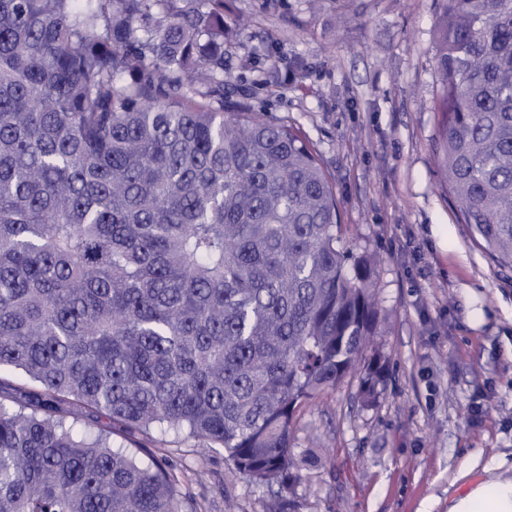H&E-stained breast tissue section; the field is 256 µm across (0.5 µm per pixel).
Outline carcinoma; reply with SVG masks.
<instances>
[{
	"label": "carcinoma",
	"mask_w": 512,
	"mask_h": 512,
	"mask_svg": "<svg viewBox=\"0 0 512 512\" xmlns=\"http://www.w3.org/2000/svg\"><path fill=\"white\" fill-rule=\"evenodd\" d=\"M233 36L224 0H0V368L39 385L0 399V512H184L135 432L283 488L297 411L374 395L377 259L301 134L224 106ZM437 69L444 185L512 267V0H445Z\"/></svg>",
	"instance_id": "carcinoma-1"
}]
</instances>
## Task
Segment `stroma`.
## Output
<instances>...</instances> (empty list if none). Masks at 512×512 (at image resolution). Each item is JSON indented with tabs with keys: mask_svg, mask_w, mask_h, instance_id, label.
I'll return each instance as SVG.
<instances>
[{
	"mask_svg": "<svg viewBox=\"0 0 512 512\" xmlns=\"http://www.w3.org/2000/svg\"><path fill=\"white\" fill-rule=\"evenodd\" d=\"M444 0H224L236 35L224 95L300 131L316 151L357 253L380 257L385 363L366 402L346 377L297 412L303 466L289 512H448L512 476V267L473 240L435 153L437 24ZM174 467L185 512H268L273 495L223 451L133 435Z\"/></svg>",
	"mask_w": 512,
	"mask_h": 512,
	"instance_id": "obj_1",
	"label": "stroma"
}]
</instances>
